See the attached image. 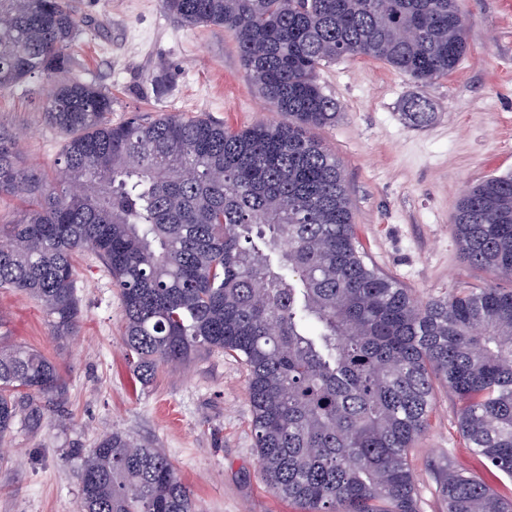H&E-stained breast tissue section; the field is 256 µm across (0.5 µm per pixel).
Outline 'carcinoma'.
<instances>
[{
  "label": "carcinoma",
  "instance_id": "cac0c4a2",
  "mask_svg": "<svg viewBox=\"0 0 512 512\" xmlns=\"http://www.w3.org/2000/svg\"><path fill=\"white\" fill-rule=\"evenodd\" d=\"M460 0H162L183 27L236 36L240 62L283 120L234 130L205 115L112 123V94L71 73L77 0H0V90L47 76L45 112L64 136L55 175L19 164L0 126V288L40 303L57 339L77 334L75 256L92 250L119 289L123 343L145 384L199 349L239 358L259 471L303 512H421L407 452L427 430L435 383L459 430L512 478V291L462 288L426 302L370 266L343 168L309 135L340 105L317 83L368 57L427 84L467 38ZM416 125L427 101L408 103ZM468 265L512 277V175L458 201ZM57 365L0 335V445L39 429L61 399ZM77 512H196L160 448L120 432L80 455ZM446 512H512L479 477L445 475Z\"/></svg>",
  "mask_w": 512,
  "mask_h": 512
}]
</instances>
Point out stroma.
<instances>
[{"instance_id": "1", "label": "stroma", "mask_w": 512, "mask_h": 512, "mask_svg": "<svg viewBox=\"0 0 512 512\" xmlns=\"http://www.w3.org/2000/svg\"><path fill=\"white\" fill-rule=\"evenodd\" d=\"M461 7L468 52L430 84L364 57L319 72L341 114L313 134L343 166L357 240L369 264L423 301L457 288H512L469 266L451 230L470 186L512 173V0H462ZM79 18L73 70L111 91L113 120L204 113L234 129L278 120L251 85L232 32L187 30L161 0H79ZM45 87L34 79L0 91V126L22 136L23 164L48 174L64 137L45 117ZM415 98L434 112L420 126L407 116ZM77 267L82 319L67 339L53 337L35 299L0 288V328L9 341L44 353L66 381L55 415L37 431L16 428L0 446V512H77L73 451L95 447L111 430L164 449L196 512H299L258 471L241 362L201 351L141 384L127 363L122 304L108 268L90 251ZM456 410L454 395L436 387L430 426L410 450L422 512H442L436 488L445 470L480 476L512 499V479L471 453Z\"/></svg>"}]
</instances>
